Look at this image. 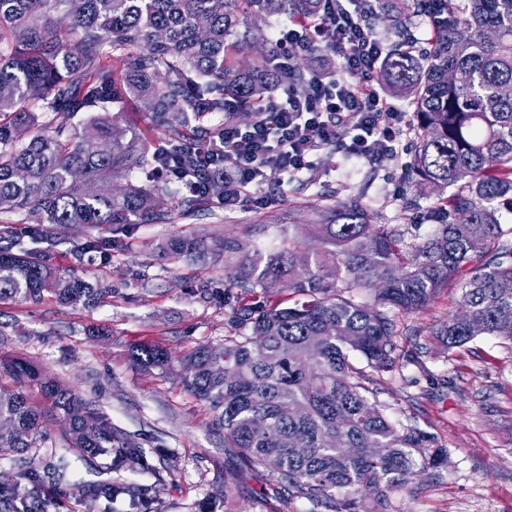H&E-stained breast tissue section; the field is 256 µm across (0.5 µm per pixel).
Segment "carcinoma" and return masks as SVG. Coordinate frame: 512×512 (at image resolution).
Here are the masks:
<instances>
[{
	"label": "carcinoma",
	"mask_w": 512,
	"mask_h": 512,
	"mask_svg": "<svg viewBox=\"0 0 512 512\" xmlns=\"http://www.w3.org/2000/svg\"><path fill=\"white\" fill-rule=\"evenodd\" d=\"M325 0H0V212H25L30 234L45 224L108 232L80 245L103 263L112 258V225L185 218L224 191L185 195L177 210H157L158 189L129 181L154 177L169 161L205 171L214 161L210 118L256 116L276 88L305 92L312 71L292 53L273 69V51L250 62L243 51L268 16L315 14ZM249 12L253 23L239 30ZM389 55L376 79L409 97L417 124L406 176L437 191L435 229L408 241L373 224L353 195L328 211L321 247H288L266 256L230 238H182L167 251H210L233 262L230 281L246 290L235 309L251 334L196 348L183 361L185 384L224 428V442L252 467L325 512H391L390 496L417 472L448 463V452L413 426L398 425L378 400L375 377L403 367L395 317L431 301L448 282L459 307L431 331L458 348L478 336L512 345V227L499 207L512 206V0H412L392 11ZM428 19L434 39L413 54L409 16ZM115 61L119 69L109 67ZM134 101L147 133L131 132L122 100ZM37 110L28 109L30 104ZM90 111L80 124L51 115ZM51 126L47 135L33 129ZM161 130L163 144H150ZM453 192L445 197L443 192ZM0 229V301L90 304L108 289L60 273L48 255L17 250ZM342 285H337V282ZM280 283L302 300L270 304L261 290ZM131 357L167 370L168 352L136 346ZM36 390L65 425L73 448L110 466L144 465L136 443L79 393L29 360L0 355V455L25 453L40 437ZM68 463L48 448L0 485V512H51ZM94 497L138 507L140 488L104 482Z\"/></svg>",
	"instance_id": "cac0c4a2"
}]
</instances>
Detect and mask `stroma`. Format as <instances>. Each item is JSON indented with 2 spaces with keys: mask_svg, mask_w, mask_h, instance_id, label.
<instances>
[{
  "mask_svg": "<svg viewBox=\"0 0 512 512\" xmlns=\"http://www.w3.org/2000/svg\"><path fill=\"white\" fill-rule=\"evenodd\" d=\"M403 154L395 162L369 164L321 152L314 178L280 183L271 176L273 199L245 212L206 204L171 224H133L116 233L112 260L78 253L96 236L93 228L45 225L33 241L21 212H0L18 248L47 251L60 270L112 290L98 307L0 302V354L21 355L69 385L108 418L116 434L144 451L146 468L112 470L64 441V426L47 419L45 446L58 448L69 467L55 512H101L88 491L102 481L132 482L144 489L135 512H322L315 503L253 469L237 449L226 447L213 412L186 388L179 360L202 344H220L245 332L233 311L241 303L230 269L210 255L166 257L162 248L178 237H221L255 243L262 253L288 242L310 249L319 240L321 212L349 195L360 196L378 223L399 226L407 237L431 231L435 196L416 192ZM293 227L292 239L282 230ZM207 293H200V285ZM459 291L448 288L425 307L397 318L399 342L413 362L382 376L379 400L397 423L433 436L448 463L414 475L393 493V512H512V349L491 336L447 349L430 331L457 309ZM138 343L164 348L176 360L170 370H144L130 349ZM232 491L216 500L223 484Z\"/></svg>",
  "mask_w": 512,
  "mask_h": 512,
  "instance_id": "35a3bbf8",
  "label": "stroma"
}]
</instances>
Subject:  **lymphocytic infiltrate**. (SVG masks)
<instances>
[{
    "label": "lymphocytic infiltrate",
    "instance_id": "f902f5d3",
    "mask_svg": "<svg viewBox=\"0 0 512 512\" xmlns=\"http://www.w3.org/2000/svg\"><path fill=\"white\" fill-rule=\"evenodd\" d=\"M372 2L329 0L325 20L292 18L278 27L275 39L283 52L277 66H287L286 51L293 45L312 47L324 40L339 52L338 68L316 69L305 94L268 98L247 128H240L234 112H225L217 133L220 166L198 174L177 163L168 166V177L192 194L222 182L217 202L235 210L259 201L271 173L292 179L315 171L319 152L336 143L351 159H397L411 121L374 84L386 55Z\"/></svg>",
    "mask_w": 512,
    "mask_h": 512
}]
</instances>
